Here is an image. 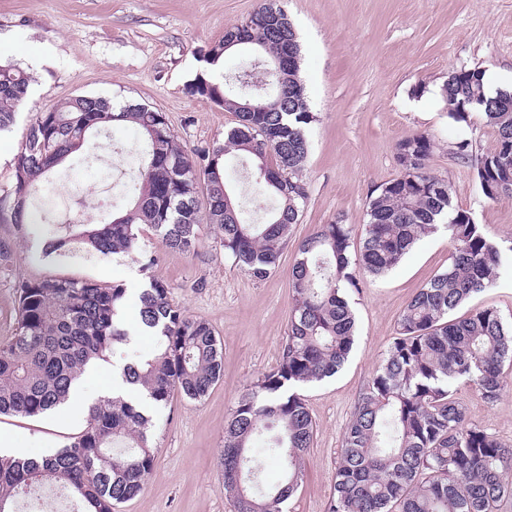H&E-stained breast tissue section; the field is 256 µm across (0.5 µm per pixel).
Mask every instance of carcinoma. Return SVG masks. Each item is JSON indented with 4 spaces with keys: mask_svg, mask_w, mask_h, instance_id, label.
<instances>
[{
    "mask_svg": "<svg viewBox=\"0 0 512 512\" xmlns=\"http://www.w3.org/2000/svg\"><path fill=\"white\" fill-rule=\"evenodd\" d=\"M285 11L266 0L249 20L254 43L222 79L197 76L190 93L205 97L238 118L222 144L187 150L166 115L146 104L119 108L99 97L77 95L30 122L12 161V184L0 192V213L10 212L19 233L35 223V194L93 135L110 136L131 125L143 136L136 156L137 185L129 206L104 224H70L68 233L44 241L42 253L66 249L76 238L103 255L133 249L139 226L155 232L171 251L193 254L202 224L215 226L224 254L255 279L279 263L299 223L308 192L295 174L307 159L309 111L299 77L301 53ZM224 33L206 53L209 64L237 49ZM294 63H272L284 46ZM484 72L460 69L441 88L448 117L465 122L485 114L494 146L476 160V177L490 200L512 198V94L486 96ZM32 77L0 63V131L15 120V107ZM252 112L243 111L247 104ZM434 141L427 133L402 139V173L370 199L365 236L356 252L347 224H321L296 245L291 269L293 306L278 366L243 395L224 424V494L235 512H287L286 503L304 479L303 459L312 447L315 423L299 388L334 376L355 345V316L347 290L359 277H380L395 268L420 240L444 233L451 246L448 268L410 298L396 336L346 427L328 512H497L512 500V448L467 423L462 402L449 385L462 380L485 404L512 390V327L494 308L452 317L471 296L492 284L504 254L471 214L452 207L448 182L430 172ZM254 186L251 203L272 206L261 219L247 217L235 193L238 170ZM125 289L88 279L43 277L20 284L17 327L0 341V416H39L66 400L93 359L129 340L121 317ZM141 328L162 338L151 357L129 363L123 376L155 405L176 393L203 398L223 377L221 344L205 321L173 302L169 285L151 278L140 297ZM151 419L139 402L115 398L93 406L73 441L37 462L0 456V512L33 483L68 490L81 512H116L138 496L152 474L156 447ZM284 471L283 480L262 487L251 455L253 440Z\"/></svg>",
    "mask_w": 512,
    "mask_h": 512,
    "instance_id": "1",
    "label": "carcinoma"
}]
</instances>
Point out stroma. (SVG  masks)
Listing matches in <instances>:
<instances>
[{
  "mask_svg": "<svg viewBox=\"0 0 512 512\" xmlns=\"http://www.w3.org/2000/svg\"><path fill=\"white\" fill-rule=\"evenodd\" d=\"M262 0H0V62L30 73L26 100L10 130L0 133V189L12 181L11 163L36 113L63 99L86 95L116 105L136 100L163 112L178 141L194 149L223 142L236 125L234 113L190 95L197 74L221 77L204 55L227 28L244 23ZM302 46L300 75L310 112L309 155L298 178L308 199L294 242L321 224L351 225L353 241L365 233L367 208L378 189L401 173L400 140L430 134L431 172L447 180L455 208L469 212L488 238L512 248V199L484 196L475 160L495 144L483 113L457 123L448 116L441 87L459 68H477L500 83H512V0H280ZM139 144L133 127L113 139H91L100 164L72 157L58 168L57 191L75 195L72 221L103 223L112 210V169L126 162L111 143ZM469 159L456 155L461 141ZM50 224L21 235L9 215H0V340L13 335L18 287L26 280L60 275L119 284L125 290L127 343L107 353L121 368L152 356L160 339L135 331L142 291L150 276L169 284L186 313L209 323L223 348L224 375L199 400L174 395L152 411L157 447L155 468L143 491L118 512H234L222 488L224 422L242 395L280 359L292 304L291 268L296 256L286 248L264 279L245 274L225 255L216 229L200 227L197 253L164 250L148 227H141L132 252L102 255L74 242L62 253L41 252ZM154 256L152 270L141 259ZM445 235L418 242L401 263L380 278L364 277L348 296L356 314L357 341L335 376L303 387L315 422L312 448L304 458L305 478L287 503L288 512H326L333 494L339 451L359 395L380 365L396 334L397 318L418 288L446 269ZM469 307L497 309L512 324V262H504L490 287ZM466 418L512 444V392L486 405L464 382H455ZM18 441L37 454L60 447L82 424L54 418L1 415Z\"/></svg>",
  "mask_w": 512,
  "mask_h": 512,
  "instance_id": "obj_1",
  "label": "stroma"
}]
</instances>
